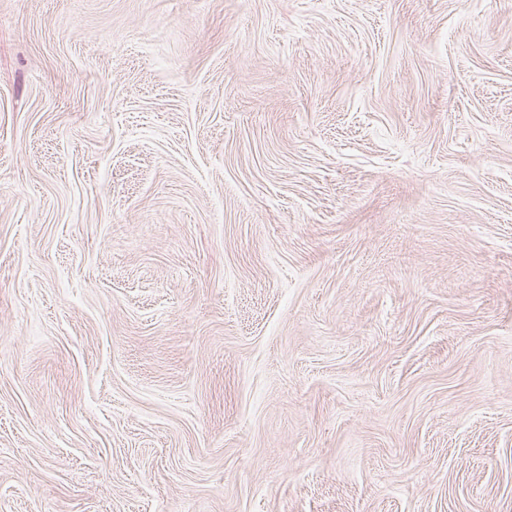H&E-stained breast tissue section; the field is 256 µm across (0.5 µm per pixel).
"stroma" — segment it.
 Segmentation results:
<instances>
[{"mask_svg": "<svg viewBox=\"0 0 512 512\" xmlns=\"http://www.w3.org/2000/svg\"><path fill=\"white\" fill-rule=\"evenodd\" d=\"M0 512H512V0H0Z\"/></svg>", "mask_w": 512, "mask_h": 512, "instance_id": "1", "label": "stroma"}]
</instances>
